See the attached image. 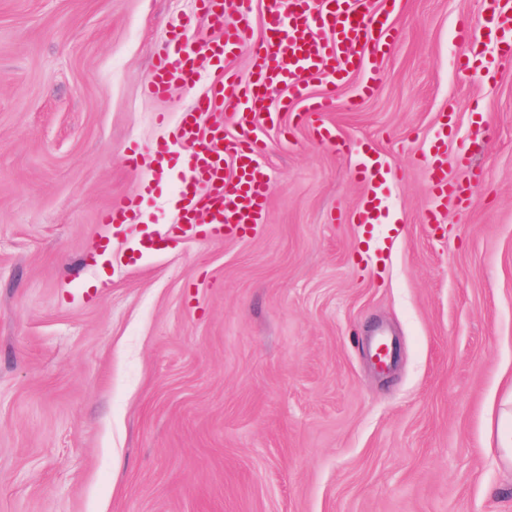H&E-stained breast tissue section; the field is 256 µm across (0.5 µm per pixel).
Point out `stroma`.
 I'll return each instance as SVG.
<instances>
[{
    "label": "stroma",
    "instance_id": "obj_1",
    "mask_svg": "<svg viewBox=\"0 0 512 512\" xmlns=\"http://www.w3.org/2000/svg\"><path fill=\"white\" fill-rule=\"evenodd\" d=\"M196 13L0 0V512H512V419L491 416L512 393V60L456 38L483 0H398L375 94L349 110L350 77L320 117L378 153L383 223L354 222V160L283 112L262 224L137 261L177 216L192 104L145 80L171 21L206 34ZM438 149L470 207L436 208ZM129 194L144 221L102 224Z\"/></svg>",
    "mask_w": 512,
    "mask_h": 512
}]
</instances>
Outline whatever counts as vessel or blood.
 <instances>
[{"label":"vessel or blood","instance_id":"vessel-or-blood-1","mask_svg":"<svg viewBox=\"0 0 512 512\" xmlns=\"http://www.w3.org/2000/svg\"><path fill=\"white\" fill-rule=\"evenodd\" d=\"M486 40L501 57H512V0H487ZM266 22L264 36H255L247 10H239L232 23H225L226 0H201V11L218 32L203 42L189 41L186 23L170 29L171 47L160 54L145 83L148 95L167 97L176 85H194L200 58H207L223 81L212 90L196 95L191 109L181 115L178 136L188 146L190 176L180 192V221L161 227L153 238L143 241L140 253L156 251L160 244L179 232L197 228L200 213H207L206 234L220 239L240 234L261 222L268 205V185L260 162L266 142L255 130L260 112L267 110L269 94L285 85L290 90L281 110L302 101L307 111L325 112L334 106L339 86L346 75L363 73L351 107L373 94L375 84L366 76L371 59L383 54L393 39L390 12L378 9L375 0H262ZM330 38H322V30ZM245 51L252 63L247 78L226 73L224 58ZM230 112L237 134L228 138L219 124L203 125L204 113L217 109ZM359 170L370 191L354 216L360 224L382 221L377 193L382 169L373 152H362ZM428 185L434 200H456L466 204L463 183L449 179L439 159L427 168ZM136 196L120 199L103 214L106 224H131L142 215Z\"/></svg>","mask_w":512,"mask_h":512}]
</instances>
